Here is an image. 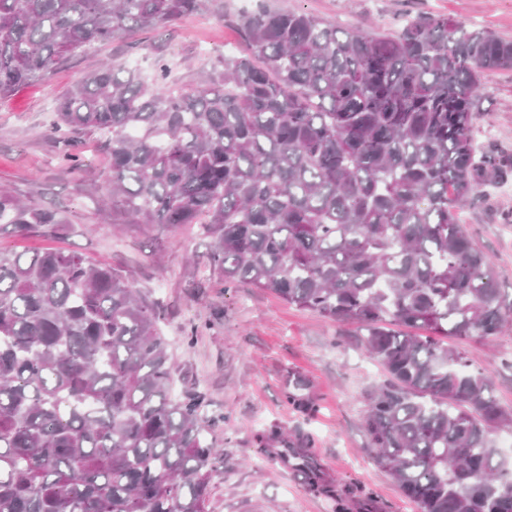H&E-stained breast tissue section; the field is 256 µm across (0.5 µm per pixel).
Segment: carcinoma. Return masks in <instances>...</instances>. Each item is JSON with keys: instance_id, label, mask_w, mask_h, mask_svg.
Returning <instances> with one entry per match:
<instances>
[{"instance_id": "1", "label": "carcinoma", "mask_w": 512, "mask_h": 512, "mask_svg": "<svg viewBox=\"0 0 512 512\" xmlns=\"http://www.w3.org/2000/svg\"><path fill=\"white\" fill-rule=\"evenodd\" d=\"M208 2L0 0V98L66 55ZM239 24L249 53L193 86L158 91L99 67L57 100L54 133L108 135L112 197L133 223L206 216L226 285L364 327L386 375L367 396L368 447L418 512H512L491 378L444 341L495 337L512 320L458 220L512 172L473 133L481 78L512 70V40L434 15L341 31L263 4ZM62 224L0 191V228ZM158 319L110 267L0 250V512H209L222 445L201 418L205 395H173ZM256 440L302 460L308 489L327 493L310 435L274 423ZM356 493L372 497L346 487L335 512Z\"/></svg>"}]
</instances>
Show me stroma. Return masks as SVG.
Here are the masks:
<instances>
[{
    "label": "stroma",
    "instance_id": "35a3bbf8",
    "mask_svg": "<svg viewBox=\"0 0 512 512\" xmlns=\"http://www.w3.org/2000/svg\"><path fill=\"white\" fill-rule=\"evenodd\" d=\"M276 10H303L370 34L397 30L419 14H439L512 40V0H266ZM255 0H213L209 10L175 25L143 29L67 56L47 81L34 82L0 101V189L58 212L62 230L21 235L0 229V248L17 253L51 248L80 253L122 272L160 313L159 327L177 374L174 391L206 396L204 416L221 440L224 462L210 487V512H333L328 496L306 487L296 466L261 454L255 435L271 424L302 429L311 454L337 490L374 492L350 512H417L367 450L365 395L384 379L362 344L357 324H338L248 285L227 287L209 265L211 241L199 225L134 224L120 203L106 201L110 157L99 135L61 139L51 133L56 101L103 61L120 63L153 81L157 63L195 83L242 41L233 24ZM476 140L512 157V70L485 73ZM82 160L65 170L67 148ZM473 244L490 255L495 282L512 302V177L490 187L487 201L460 209ZM473 367L492 378L490 394L512 416V322L485 339L449 337ZM310 383L318 406L305 418L286 402L291 375Z\"/></svg>",
    "mask_w": 512,
    "mask_h": 512
}]
</instances>
